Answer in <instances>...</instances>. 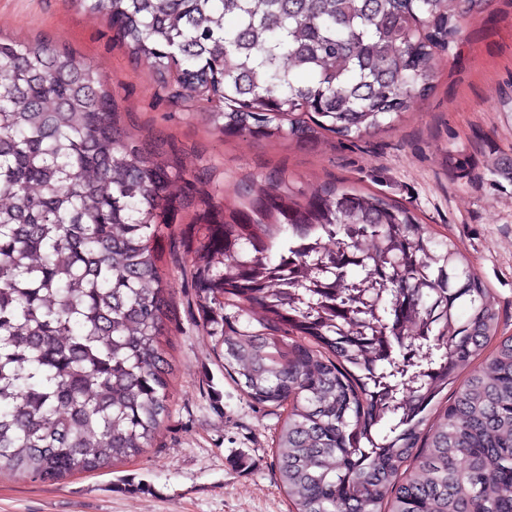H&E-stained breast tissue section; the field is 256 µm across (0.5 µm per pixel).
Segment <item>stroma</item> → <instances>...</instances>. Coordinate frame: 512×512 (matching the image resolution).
<instances>
[{
	"label": "stroma",
	"instance_id": "35a3bbf8",
	"mask_svg": "<svg viewBox=\"0 0 512 512\" xmlns=\"http://www.w3.org/2000/svg\"><path fill=\"white\" fill-rule=\"evenodd\" d=\"M47 37L97 65L129 129L165 139L190 170L211 168L232 186L279 170L300 186L351 181L411 208L450 237L490 288L512 335V0H491L464 20L462 44L444 58L433 94L394 129L312 150L235 137L218 139L202 104L172 101L134 64L108 24L72 0H0V35ZM463 168H455V161ZM183 255L164 256L172 313L162 338L173 366L171 406L150 448L114 467L56 482L0 475V512H289L275 466L283 410L255 405L224 376L213 342L196 324Z\"/></svg>",
	"mask_w": 512,
	"mask_h": 512
}]
</instances>
